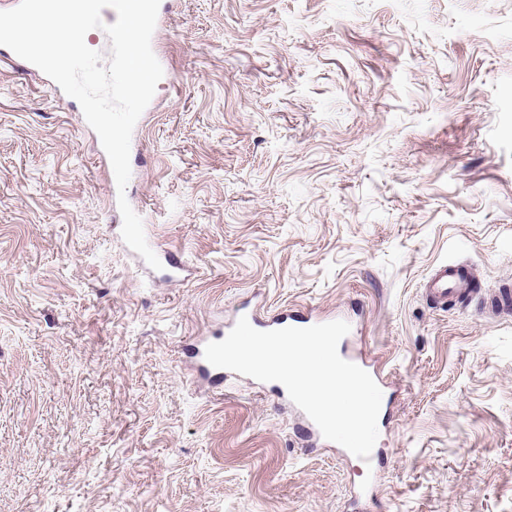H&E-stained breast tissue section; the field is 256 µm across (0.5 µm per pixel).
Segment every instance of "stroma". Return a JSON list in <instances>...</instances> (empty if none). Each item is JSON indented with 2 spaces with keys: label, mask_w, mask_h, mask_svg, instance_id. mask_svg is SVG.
I'll return each mask as SVG.
<instances>
[{
  "label": "stroma",
  "mask_w": 512,
  "mask_h": 512,
  "mask_svg": "<svg viewBox=\"0 0 512 512\" xmlns=\"http://www.w3.org/2000/svg\"><path fill=\"white\" fill-rule=\"evenodd\" d=\"M169 75L121 243L97 135L0 56V512H512V0H161ZM352 317L384 371L376 473L273 389L182 355L240 304ZM373 491L357 497L359 486ZM473 276L462 264L443 263L433 270L423 283V293L427 301L435 306L448 305L456 298L474 294L471 288ZM483 311L491 316L512 312V289L511 287L499 288L497 292L489 297Z\"/></svg>",
  "instance_id": "35a3bbf8"
}]
</instances>
